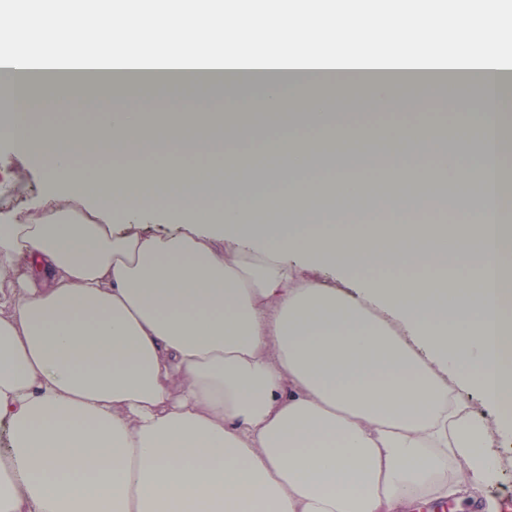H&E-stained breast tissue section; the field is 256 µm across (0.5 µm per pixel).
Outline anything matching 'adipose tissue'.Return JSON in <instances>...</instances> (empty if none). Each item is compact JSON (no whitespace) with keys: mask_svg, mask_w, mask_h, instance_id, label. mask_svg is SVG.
I'll list each match as a JSON object with an SVG mask.
<instances>
[{"mask_svg":"<svg viewBox=\"0 0 512 512\" xmlns=\"http://www.w3.org/2000/svg\"><path fill=\"white\" fill-rule=\"evenodd\" d=\"M151 0H75L76 44L61 63L54 44L15 54L14 31L31 14L0 9V57L14 66L0 90V135L38 156L59 193L32 214L0 216V512H410L423 499L473 498L500 462L492 434L465 395L476 387L512 430V226L497 185L512 142V20L503 0H475V26L440 47L414 50L393 31V10L348 0L374 55L399 65L445 60L466 90L476 136L448 147L432 119L363 137L336 120L320 87L353 89L331 12L290 17L256 51L259 63L295 66L297 79L238 73L231 93L167 101L179 122L107 91L62 90L53 72L118 61L97 51L100 28L152 9ZM223 0L190 8L157 41L149 66L178 81L193 70L214 85L213 40ZM224 57H238L223 40ZM305 105L308 142L265 141L274 189L244 187L223 205L233 174L216 178L210 157L248 127L243 109ZM339 198L298 188L292 174L331 147ZM423 187L466 182L463 226L406 222L416 201L388 199L393 224H357L378 209L356 169L379 158L407 176L426 148ZM162 157L152 170L92 174L82 155ZM202 158L190 167L185 157ZM158 203L176 228L137 230V206ZM459 263L448 267L445 255Z\"/></svg>","mask_w":512,"mask_h":512,"instance_id":"adipose-tissue-1","label":"adipose tissue"}]
</instances>
